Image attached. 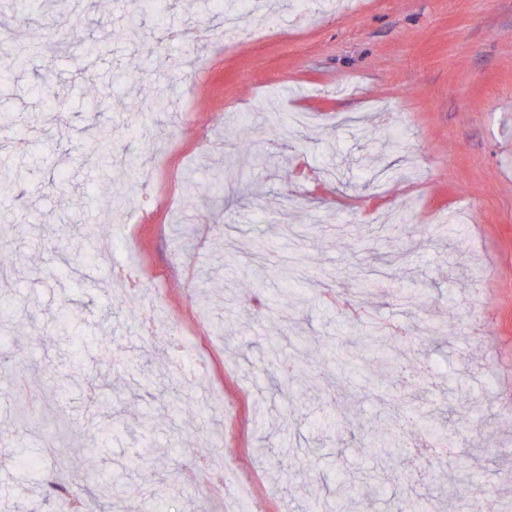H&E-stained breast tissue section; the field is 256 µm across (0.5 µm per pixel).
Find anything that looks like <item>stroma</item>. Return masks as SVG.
I'll use <instances>...</instances> for the list:
<instances>
[{
	"instance_id": "35a3bbf8",
	"label": "stroma",
	"mask_w": 512,
	"mask_h": 512,
	"mask_svg": "<svg viewBox=\"0 0 512 512\" xmlns=\"http://www.w3.org/2000/svg\"><path fill=\"white\" fill-rule=\"evenodd\" d=\"M1 27L35 51L0 76V225L19 228L0 248V512H53L89 469L176 475L175 512H344L338 481L366 493L373 474L369 512H459L491 488L512 505V0L279 4L230 41L206 0L159 24L130 0L45 19L0 0ZM293 111L314 120L289 131ZM392 128L404 146L381 150ZM118 154L154 167L147 206ZM301 253L291 279H257ZM372 268L357 323L331 298ZM387 325L423 336L400 349L420 384L370 380L363 341ZM180 342L202 371L177 392ZM297 351L316 390L294 408L271 377ZM376 434L392 469L363 451Z\"/></svg>"
}]
</instances>
